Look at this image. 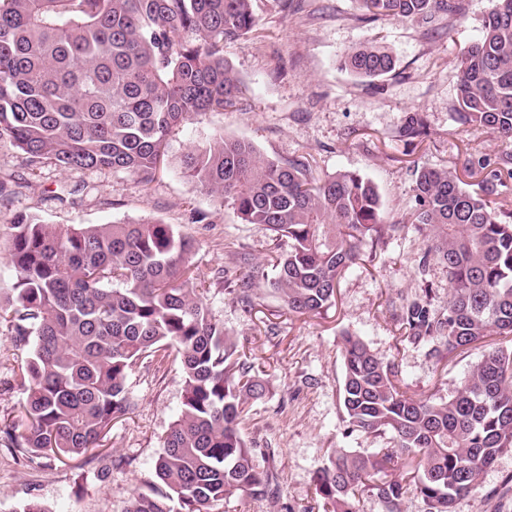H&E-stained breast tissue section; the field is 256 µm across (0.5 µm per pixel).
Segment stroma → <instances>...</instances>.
<instances>
[{
  "instance_id": "stroma-1",
  "label": "stroma",
  "mask_w": 512,
  "mask_h": 512,
  "mask_svg": "<svg viewBox=\"0 0 512 512\" xmlns=\"http://www.w3.org/2000/svg\"><path fill=\"white\" fill-rule=\"evenodd\" d=\"M494 5L467 0L463 18L422 26L364 20L357 0H293L286 12L272 0H254L258 37L224 47L243 84L241 110L213 112L181 129L170 140L172 163L148 184L122 172L32 165L0 141V182L8 190L0 197V288L13 282L4 256L8 226L20 214L64 226L161 221L193 239L195 274L210 308L235 337L242 358L270 385L252 405L243 434L256 462L276 474V494L235 497L214 512H303L313 503V474L331 449L382 447L381 439L345 432L341 332L360 336L394 362L416 394L448 397L476 361L469 353L438 365L424 351L398 344L394 314L399 297L427 284L437 290V306L448 301L447 273L435 263L421 267L426 239L405 222L415 170L447 169L474 190L483 175L470 173L469 155L507 148L498 134L454 120L457 59L481 38ZM367 45L394 55L391 74L371 82L341 69L342 57ZM412 112L424 115L429 127L417 145L400 136ZM217 132L246 139L270 158H307L319 176L352 171L376 183L394 228L383 243L366 249L320 315L289 316L265 287L247 312L226 290L224 278L239 271L241 258L269 269L273 244L268 232L242 223L231 205L201 191L176 163V156ZM201 212L207 219L200 223ZM18 355L13 336L0 326V427L21 419L26 392L13 373ZM127 389L132 411L113 425L103 447L87 455L30 461L12 455L0 439V512H18L32 499L46 512H125L135 493L148 491L162 441L182 407L179 359L169 355L138 365ZM454 510L512 512V454L486 470Z\"/></svg>"
}]
</instances>
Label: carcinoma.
<instances>
[{
  "mask_svg": "<svg viewBox=\"0 0 512 512\" xmlns=\"http://www.w3.org/2000/svg\"><path fill=\"white\" fill-rule=\"evenodd\" d=\"M254 0H0V140L32 164L116 170L151 183L169 140L209 112L235 111L242 84L224 44L257 34ZM368 18L428 24L457 17L464 0H358ZM341 65L375 80L394 71L384 48L364 46ZM457 116L512 139V0H496L481 38L457 60ZM407 138L425 135L410 115ZM183 174L229 202L245 224L287 249L272 258L269 287L290 316L317 315L340 280L392 228L374 183L354 172L323 178L303 160L262 156L249 142L215 135L179 159ZM486 172L470 192L443 169L415 171L406 213L428 241L422 266L448 274V302L433 289L400 299V342L441 363L481 354L446 399L411 394L395 364L359 336L341 334L339 399L345 432L387 439L389 448H336L313 477L322 512H360L363 494L386 512L410 495L426 512H454L482 473L512 453V210L492 206L512 151L477 154ZM14 283L0 289V323L23 352L24 430L3 433L13 451L79 456L101 447L127 415L133 368L170 348L180 356L181 411L155 462L158 484L127 512H213L234 496H264L260 468L242 433L269 390L241 359L233 336L198 288L194 245L161 221L60 226L20 216L9 227ZM258 272L242 270L229 293L254 306ZM490 336L511 345L486 348Z\"/></svg>",
  "mask_w": 512,
  "mask_h": 512,
  "instance_id": "cac0c4a2",
  "label": "carcinoma"
}]
</instances>
